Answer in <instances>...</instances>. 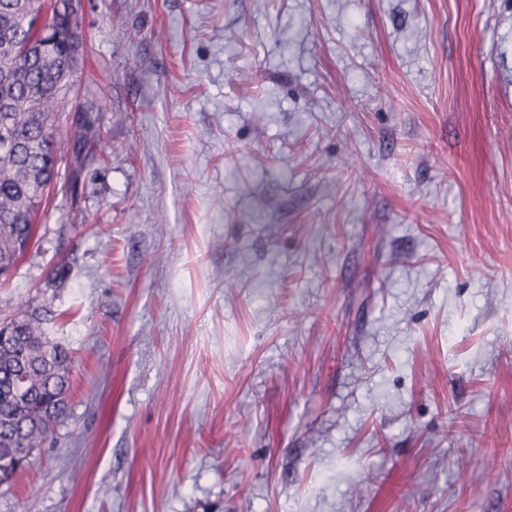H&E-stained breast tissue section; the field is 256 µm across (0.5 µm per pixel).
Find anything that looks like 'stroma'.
<instances>
[{
    "mask_svg": "<svg viewBox=\"0 0 512 512\" xmlns=\"http://www.w3.org/2000/svg\"><path fill=\"white\" fill-rule=\"evenodd\" d=\"M103 132L0 302L73 356L0 512H512V0H84Z\"/></svg>",
    "mask_w": 512,
    "mask_h": 512,
    "instance_id": "1",
    "label": "stroma"
}]
</instances>
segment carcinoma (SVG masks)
<instances>
[{
    "mask_svg": "<svg viewBox=\"0 0 512 512\" xmlns=\"http://www.w3.org/2000/svg\"><path fill=\"white\" fill-rule=\"evenodd\" d=\"M72 0H0V278L33 243L58 177V112L70 91L83 44ZM70 190L101 143L86 113L69 133ZM72 355L47 335L43 319L16 312L0 325V485L66 415Z\"/></svg>",
    "mask_w": 512,
    "mask_h": 512,
    "instance_id": "obj_1",
    "label": "carcinoma"
}]
</instances>
